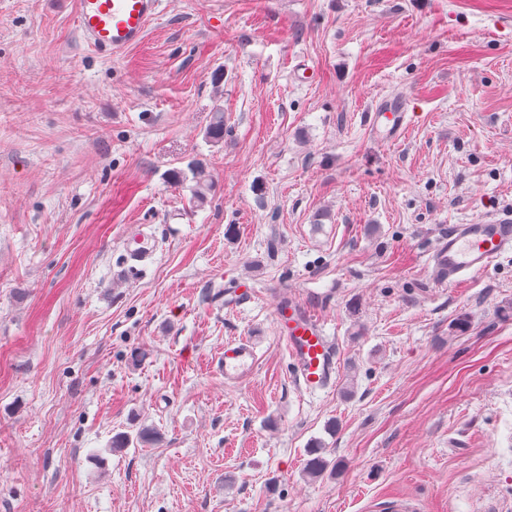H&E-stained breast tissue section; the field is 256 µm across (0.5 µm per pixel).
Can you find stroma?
Segmentation results:
<instances>
[{"instance_id":"obj_1","label":"stroma","mask_w":512,"mask_h":512,"mask_svg":"<svg viewBox=\"0 0 512 512\" xmlns=\"http://www.w3.org/2000/svg\"><path fill=\"white\" fill-rule=\"evenodd\" d=\"M75 16L0 0V512H512V254L430 272L450 225L512 213V0H164L115 57ZM285 301L334 347L324 390ZM405 112L398 105L389 103L379 105L372 114V129L380 135L385 142L396 141L405 129ZM189 170L192 181L195 183L192 188V199L199 204H204L207 201L208 191L211 189L209 174L201 162H195ZM274 317L305 388H325L336 372V359L321 324L292 304H288V317L285 309L279 308L275 309ZM254 354L247 341L229 342L224 345V358L220 367L224 379L235 382L252 366Z\"/></svg>"}]
</instances>
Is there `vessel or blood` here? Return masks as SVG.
<instances>
[{"mask_svg":"<svg viewBox=\"0 0 512 512\" xmlns=\"http://www.w3.org/2000/svg\"><path fill=\"white\" fill-rule=\"evenodd\" d=\"M161 0H77L76 27L83 42L112 55L123 53L145 37L158 16ZM398 105L376 107L371 126L382 141H396L405 129ZM512 253V214L492 216L476 224H455L432 257L434 279L451 286L463 284ZM275 323L286 342L307 390L325 388L336 372V359L321 324L296 307L275 310ZM254 354L246 341L226 343L220 364L233 382L249 370Z\"/></svg>","mask_w":512,"mask_h":512,"instance_id":"obj_1","label":"vessel or blood"}]
</instances>
